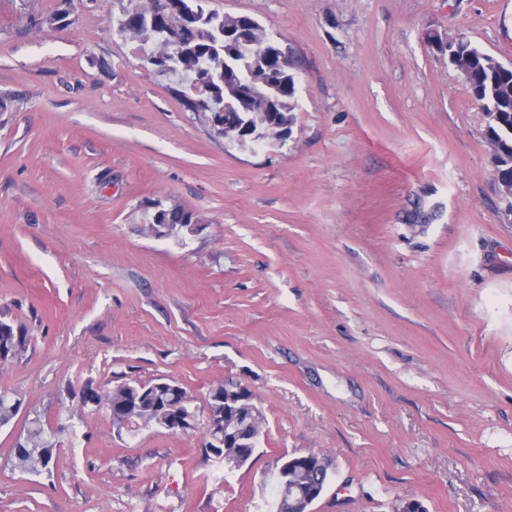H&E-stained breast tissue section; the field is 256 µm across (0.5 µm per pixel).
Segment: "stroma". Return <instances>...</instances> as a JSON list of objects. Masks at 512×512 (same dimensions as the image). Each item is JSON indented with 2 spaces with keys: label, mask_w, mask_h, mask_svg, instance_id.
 <instances>
[{
  "label": "stroma",
  "mask_w": 512,
  "mask_h": 512,
  "mask_svg": "<svg viewBox=\"0 0 512 512\" xmlns=\"http://www.w3.org/2000/svg\"><path fill=\"white\" fill-rule=\"evenodd\" d=\"M126 0H0V512H275L283 457L324 455L313 512H512V212L486 118L433 41L512 63V0H209L287 46V137L239 146L120 36ZM67 9L62 28L37 24ZM194 213L145 232L153 203ZM172 379L263 415L243 467L202 431L132 433L87 388ZM48 471L12 469L32 421ZM28 344V338L20 330H15L14 326L8 322L0 321V349L6 354L11 353L12 359L25 351Z\"/></svg>",
  "instance_id": "1"
}]
</instances>
